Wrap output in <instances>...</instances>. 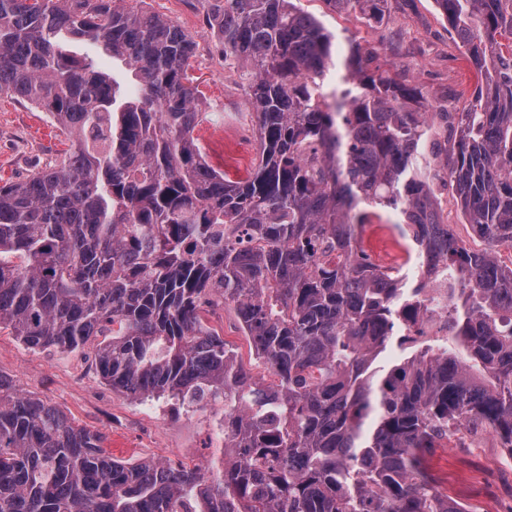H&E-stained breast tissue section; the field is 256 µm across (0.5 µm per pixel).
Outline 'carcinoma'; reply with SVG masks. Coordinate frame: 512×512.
<instances>
[{"instance_id":"cac0c4a2","label":"carcinoma","mask_w":512,"mask_h":512,"mask_svg":"<svg viewBox=\"0 0 512 512\" xmlns=\"http://www.w3.org/2000/svg\"><path fill=\"white\" fill-rule=\"evenodd\" d=\"M128 0H0V93L44 109L71 149L0 186V329L33 350H90L140 401L224 405V466L117 460L106 436L0 373V512H468L432 473L468 424L512 451V0H435L472 70L441 99L371 68L293 0H206L255 114L251 170L211 166L187 75L195 43ZM381 21L388 0H324ZM95 45L133 73L124 88ZM453 182L448 231L434 180ZM398 216L448 272L451 344L411 343L422 277L362 245ZM232 309L271 374L204 323ZM69 50L72 52V54L78 56V57H91L95 60L96 63H98L100 66L105 68H111L112 65L115 68L116 74L118 78L125 79L128 85L132 84V77L131 73L128 71V69L121 64L120 62H116L112 64V59L106 56H99L96 52V50L83 43V42H74L69 45ZM437 194H438L437 195L438 200L440 201V205H441V208L443 211L444 218L446 219V217L448 216V209H452V211L454 213V216H455L454 219L456 221L455 224H458V225H456V227L452 230L453 236L456 237L457 239L462 240L466 244V246L473 251H482L485 248H487L485 243L480 249H476L474 247L472 240H471V235H473V234L471 232L469 225L461 224L462 221L459 218L457 204H456V198H454V191H453L452 187L449 185L447 188L440 187L437 190Z\"/></svg>"}]
</instances>
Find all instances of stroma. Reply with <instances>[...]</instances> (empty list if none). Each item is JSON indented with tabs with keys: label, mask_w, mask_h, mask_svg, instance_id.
Segmentation results:
<instances>
[{
	"label": "stroma",
	"mask_w": 512,
	"mask_h": 512,
	"mask_svg": "<svg viewBox=\"0 0 512 512\" xmlns=\"http://www.w3.org/2000/svg\"><path fill=\"white\" fill-rule=\"evenodd\" d=\"M294 2L338 38H354L373 51L382 69L409 78L429 95H440L466 81L455 35L434 0H412L411 7L392 8L383 22L371 25L356 14L329 10L324 0ZM144 6L177 22L196 43L190 74L202 94L203 120L195 135L204 156L213 167L225 168L221 136L244 134L245 152L227 170L232 176L245 173L255 157L254 117L238 72L224 65L216 32L192 0H145ZM69 148V140L47 112L14 95H0V186L53 166ZM206 320L254 376H264L265 369L232 312L213 311ZM0 373L12 377L23 393L58 407L76 424L103 432L116 459L159 456L207 470L224 464L222 405L185 410L170 400L131 399L112 391L83 353L34 351L6 329L0 331ZM430 460L442 488L470 512H503L512 503V465L496 435L487 434L481 447L452 448L447 455H431Z\"/></svg>",
	"instance_id": "1"
}]
</instances>
